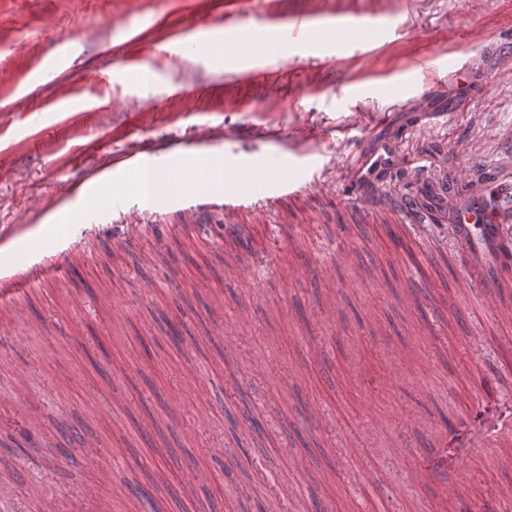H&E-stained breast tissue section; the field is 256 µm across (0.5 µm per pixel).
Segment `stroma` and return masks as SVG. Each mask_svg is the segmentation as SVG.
I'll list each match as a JSON object with an SVG mask.
<instances>
[{"instance_id":"35a3bbf8","label":"stroma","mask_w":512,"mask_h":512,"mask_svg":"<svg viewBox=\"0 0 512 512\" xmlns=\"http://www.w3.org/2000/svg\"><path fill=\"white\" fill-rule=\"evenodd\" d=\"M250 10L256 31L301 23L287 57L243 54L222 0H0V237L70 236L43 254L68 277L33 290L24 323L0 304V512H129L130 483L163 512H258L296 455L308 475L277 512H477L488 487L512 508V436L501 432L512 373L500 369L512 362V321L495 320L454 276L464 256L448 233L447 191L449 177H474L486 160L512 168V7L255 0ZM368 25L382 38L355 43ZM211 30L226 35L223 61L200 41ZM418 57L432 58L433 82L411 69ZM259 67L263 77L246 78ZM205 129L241 179L237 234L252 254L237 279L222 266L223 210L200 212L190 196L142 206L125 189L132 173L112 165L124 148L189 144ZM99 169L123 212L95 214L71 196ZM261 171L299 195L274 192ZM356 191L436 212L389 279L364 274L393 249L384 230L345 236L328 271L306 260L336 226L383 213L400 223L394 209L353 203ZM131 224L144 228L135 243ZM174 236L182 250L171 256ZM116 248L131 253L126 267L103 264ZM413 269L415 309L404 303ZM458 307L469 320L449 318ZM228 336L241 340L229 358ZM235 383L242 395L227 400ZM246 406L259 421L249 433ZM309 409L334 429L310 426ZM460 423L462 495L410 482ZM219 444L227 454L216 460L208 450ZM189 463L207 479L187 488ZM367 472L394 496L376 500ZM35 483L45 498L28 497Z\"/></svg>"}]
</instances>
